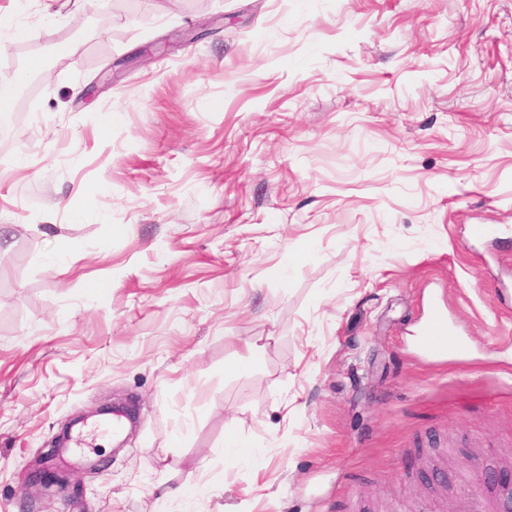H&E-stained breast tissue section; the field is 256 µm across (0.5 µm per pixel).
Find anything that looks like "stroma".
<instances>
[{
	"mask_svg": "<svg viewBox=\"0 0 512 512\" xmlns=\"http://www.w3.org/2000/svg\"><path fill=\"white\" fill-rule=\"evenodd\" d=\"M70 10L0 0L32 33L0 30V74L46 68L0 116V512L506 494L486 478L512 453V0ZM435 304L465 354L414 343ZM117 400L140 421L122 450L88 428L68 486H29Z\"/></svg>",
	"mask_w": 512,
	"mask_h": 512,
	"instance_id": "35a3bbf8",
	"label": "stroma"
}]
</instances>
